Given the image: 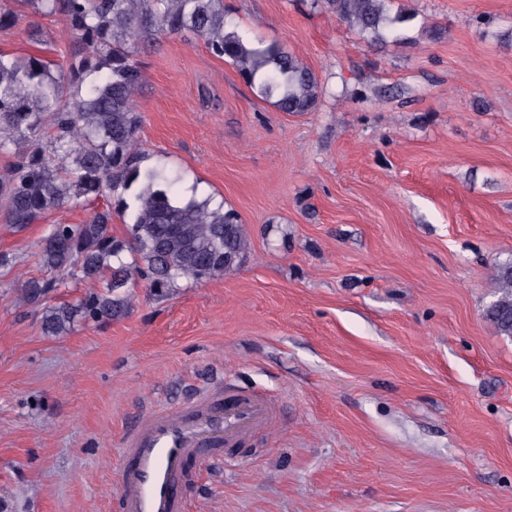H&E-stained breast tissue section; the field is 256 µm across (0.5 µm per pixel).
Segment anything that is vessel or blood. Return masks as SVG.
Here are the masks:
<instances>
[{
  "label": "vessel or blood",
  "mask_w": 512,
  "mask_h": 512,
  "mask_svg": "<svg viewBox=\"0 0 512 512\" xmlns=\"http://www.w3.org/2000/svg\"><path fill=\"white\" fill-rule=\"evenodd\" d=\"M276 418L274 401L243 392L142 415L123 441L118 512H185V491L200 460L245 446Z\"/></svg>",
  "instance_id": "obj_1"
}]
</instances>
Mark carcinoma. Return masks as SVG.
Here are the masks:
<instances>
[{
  "mask_svg": "<svg viewBox=\"0 0 512 512\" xmlns=\"http://www.w3.org/2000/svg\"><path fill=\"white\" fill-rule=\"evenodd\" d=\"M43 16L57 15L81 51L51 63L39 55L0 51V210L23 229L79 201H103L84 224L49 226L38 252L51 278H30L22 302L41 311L48 336L67 334L76 319L97 324L124 316L137 279L153 288L203 281L239 266L250 239L232 209L213 197L185 198L179 177L142 166V117L134 95L144 81L138 57L160 36L191 33L209 53L234 65L255 97L279 111L315 110L322 88L314 71L276 42L237 29L224 0H20ZM396 0H312L366 46L411 41L415 15ZM76 88L64 101V89ZM126 233L112 234L114 215ZM70 277L100 283L75 302L44 305ZM495 299L484 319L512 339V263L495 273Z\"/></svg>",
  "mask_w": 512,
  "mask_h": 512,
  "instance_id": "cac0c4a2",
  "label": "carcinoma"
}]
</instances>
